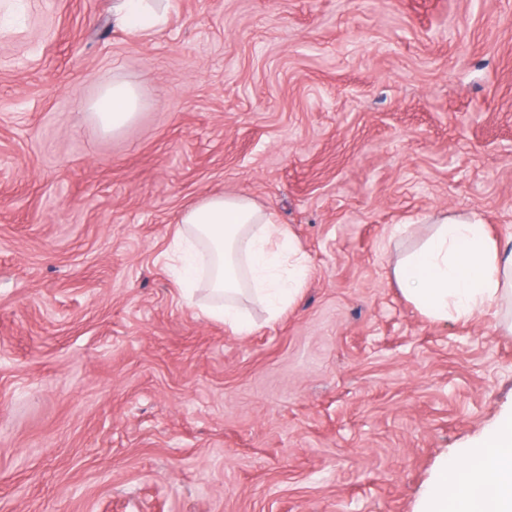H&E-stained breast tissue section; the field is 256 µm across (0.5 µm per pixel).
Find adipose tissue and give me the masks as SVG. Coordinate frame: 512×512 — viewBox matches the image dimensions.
<instances>
[{
  "mask_svg": "<svg viewBox=\"0 0 512 512\" xmlns=\"http://www.w3.org/2000/svg\"><path fill=\"white\" fill-rule=\"evenodd\" d=\"M136 89L106 84L89 109L103 130L118 131L138 109ZM432 233L401 253L393 269L406 297L438 320L466 321L490 308L512 326V247L493 237L476 214L428 215ZM175 252L194 266L200 244L218 259L210 278L215 304L209 317L245 335L252 326L239 302L267 303L278 316L297 297L308 275L285 225L242 194H213L188 209L175 232ZM422 512H512V415L503 417L475 446L442 462L428 485Z\"/></svg>",
  "mask_w": 512,
  "mask_h": 512,
  "instance_id": "obj_1",
  "label": "adipose tissue"
}]
</instances>
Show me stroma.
<instances>
[{
  "label": "stroma",
  "instance_id": "obj_1",
  "mask_svg": "<svg viewBox=\"0 0 512 512\" xmlns=\"http://www.w3.org/2000/svg\"><path fill=\"white\" fill-rule=\"evenodd\" d=\"M112 5L0 0V512H419L512 414V333L393 276L426 214L512 239V0H170L141 35ZM216 193L308 265L246 336L167 256ZM139 104L136 89L126 82L115 80L101 89L89 109L103 130L116 132L134 119Z\"/></svg>",
  "mask_w": 512,
  "mask_h": 512
}]
</instances>
